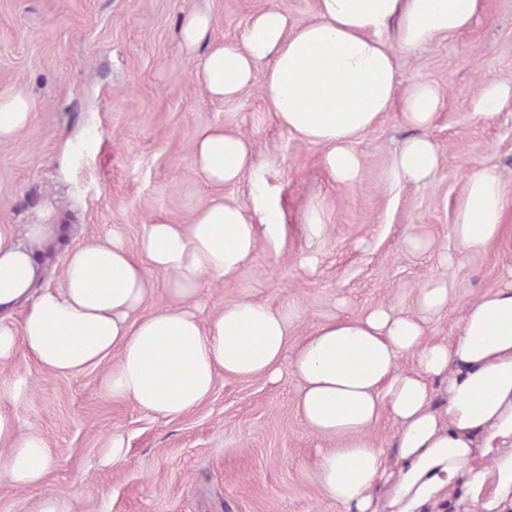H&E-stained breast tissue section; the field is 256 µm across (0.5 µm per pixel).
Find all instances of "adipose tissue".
Returning a JSON list of instances; mask_svg holds the SVG:
<instances>
[{"label": "adipose tissue", "mask_w": 512, "mask_h": 512, "mask_svg": "<svg viewBox=\"0 0 512 512\" xmlns=\"http://www.w3.org/2000/svg\"><path fill=\"white\" fill-rule=\"evenodd\" d=\"M484 11L485 0H315L301 25L281 8L258 9L238 43L211 40L205 12L185 18L181 37L189 49L208 43L196 80L212 99L238 96L263 69L278 126L320 146L324 169L349 187L361 170L356 142L388 112L425 127L440 110L435 84L401 88L402 60ZM438 168L439 148L426 138L408 140L395 159L397 176L413 183ZM192 169L213 195L187 223L143 225L134 252L116 234L73 242L54 287L41 284L38 253L63 225H0V484L37 489L54 464L44 438L16 423L31 367L56 376L104 367L106 394L165 421L202 404L218 377L288 375L298 381V415L325 443L318 482L339 512H378L381 498L390 512H423L444 497L473 512H512V282L481 294L456 335L442 338L382 305L314 325L294 344L287 317L249 299L203 316L204 290L234 278L260 238L280 243L283 215L237 130H200ZM249 174V204L225 199V186ZM511 206L501 174L474 169L450 228L460 250L506 242ZM157 277L174 302L151 310ZM385 420L395 428L388 445L376 435Z\"/></svg>", "instance_id": "ef3b65f1"}]
</instances>
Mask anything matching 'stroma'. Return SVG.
I'll use <instances>...</instances> for the list:
<instances>
[{
  "label": "stroma",
  "mask_w": 512,
  "mask_h": 512,
  "mask_svg": "<svg viewBox=\"0 0 512 512\" xmlns=\"http://www.w3.org/2000/svg\"><path fill=\"white\" fill-rule=\"evenodd\" d=\"M293 23L314 0H0V95H27L28 126L0 142V224H67L77 240L118 233L137 249L144 224L185 222L211 197L191 162L197 133L220 124L253 142L263 179L284 216L279 245L260 240L235 278L215 284L206 314L247 297L284 312L292 339L337 315L384 304L419 315L431 280L448 303L427 316L429 336H451L467 307L512 273V245L459 252L450 235L471 169L496 168L512 185V101L475 111L484 82H512V0H485L468 31L401 62V83L435 82L443 107L417 130L387 114L356 143L362 168L351 187L322 168L319 146L292 139L268 112L263 80L216 101L194 74L204 52H187L183 18L209 11L212 38L240 41L264 6ZM422 135L440 148L431 181L395 179L402 143ZM71 145V167L57 158ZM318 210L324 230L303 222ZM423 241L420 250L408 238ZM101 369L76 377L33 372L21 429L40 432L55 464L41 491L0 486V512H37L41 496L73 500L75 512H337L317 481L319 440L297 415V382L217 378L195 411L152 419L101 389ZM124 460L101 466L113 434Z\"/></svg>",
  "instance_id": "1"
}]
</instances>
